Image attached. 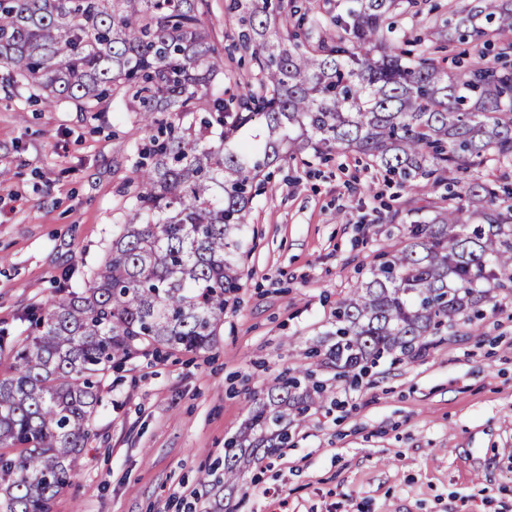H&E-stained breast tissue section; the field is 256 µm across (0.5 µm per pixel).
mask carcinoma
I'll list each match as a JSON object with an SVG mask.
<instances>
[{
  "label": "carcinoma",
  "mask_w": 512,
  "mask_h": 512,
  "mask_svg": "<svg viewBox=\"0 0 512 512\" xmlns=\"http://www.w3.org/2000/svg\"><path fill=\"white\" fill-rule=\"evenodd\" d=\"M398 0H344L336 35L296 0H233L237 46L262 77L239 82L226 111L212 85L224 59L207 0H0V68L44 108L100 112L114 98L139 114L150 147L134 161L124 223L88 284L27 315L0 375V512H51L92 434L98 384L141 352H205L245 277L251 204L266 170L288 155L334 148L368 156L401 182L452 175L493 156L512 162V10L479 0L503 51L449 72L427 45L409 56L389 22ZM460 41L484 32L463 17ZM171 120L162 123L157 114ZM410 225L371 278L336 307L327 359L346 376L413 358L500 291L512 293V204L473 182ZM458 203H453V200ZM277 377L249 410L248 432L224 452V485L241 460L288 443V424L320 396Z\"/></svg>",
  "instance_id": "1"
}]
</instances>
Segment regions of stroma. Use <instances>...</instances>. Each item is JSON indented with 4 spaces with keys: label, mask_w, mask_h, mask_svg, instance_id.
Returning <instances> with one entry per match:
<instances>
[{
    "label": "stroma",
    "mask_w": 512,
    "mask_h": 512,
    "mask_svg": "<svg viewBox=\"0 0 512 512\" xmlns=\"http://www.w3.org/2000/svg\"><path fill=\"white\" fill-rule=\"evenodd\" d=\"M418 0L391 20L398 41L446 26L449 5ZM206 24L239 94L250 64L230 0ZM148 142L133 112L52 109L0 69V334L83 287L124 219L132 159ZM446 184L402 186L352 152L277 163L255 197L241 290L215 345L151 351L106 372L93 432L51 512H512V293L411 359L386 357L358 384L319 363L324 402L289 440L225 487L224 449L272 380L307 366L334 311L381 249L402 243ZM212 469L209 485L198 482Z\"/></svg>",
    "instance_id": "1"
}]
</instances>
